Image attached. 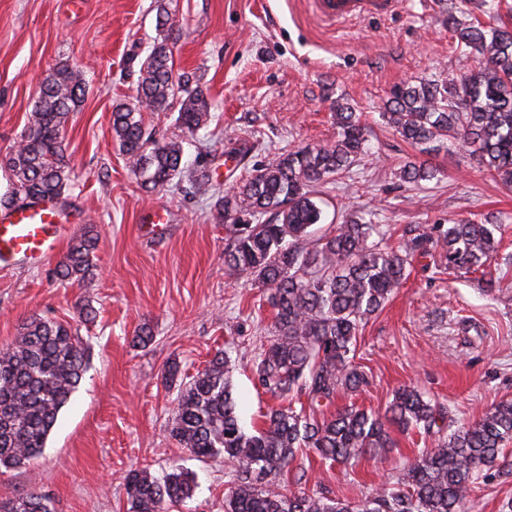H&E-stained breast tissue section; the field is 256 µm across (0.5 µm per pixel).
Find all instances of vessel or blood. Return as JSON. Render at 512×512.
<instances>
[{"instance_id":"1","label":"vessel or blood","mask_w":512,"mask_h":512,"mask_svg":"<svg viewBox=\"0 0 512 512\" xmlns=\"http://www.w3.org/2000/svg\"><path fill=\"white\" fill-rule=\"evenodd\" d=\"M315 13L337 24L353 18L393 15L401 0H312ZM67 207L56 200H35L0 210V266L41 264L53 257L65 238Z\"/></svg>"}]
</instances>
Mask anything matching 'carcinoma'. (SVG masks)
Instances as JSON below:
<instances>
[{
  "mask_svg": "<svg viewBox=\"0 0 512 512\" xmlns=\"http://www.w3.org/2000/svg\"><path fill=\"white\" fill-rule=\"evenodd\" d=\"M457 39L475 56L469 73L407 79L390 90L388 111L381 116L419 149L400 167L399 179L416 187L439 180L440 168L426 156L451 138L512 186V28L467 26L457 30ZM168 40L166 35L155 42L140 63L138 105L114 107L113 138L142 188L178 186L186 178L196 192L216 198L214 208L231 239L225 269L263 289L273 309L269 339L253 364L255 385L282 400L261 415L259 427L247 431L233 397L231 360L219 351L181 381L171 438L197 458L232 465L224 512H466L476 480L512 477V460L504 453L512 440L511 401L458 427L446 407L414 386L398 389L382 413L351 404L326 417L324 408L339 394L367 385L354 363L359 329L400 288L414 261L429 254L425 245L432 244L441 268L475 273L491 264L500 225L487 217L424 229L410 225L398 247L384 248L378 241L382 226L365 210L313 236L311 227L322 219L316 188L346 177L369 155L366 127L349 103L336 104L335 141L284 150L219 194L209 174L182 166L183 141L158 139L145 128L143 113L173 105L179 126L189 132L210 119L202 89L191 87L189 76L174 75ZM87 89L85 71L67 64L43 80L16 145L0 161L12 177L0 206L58 199L72 186L63 130ZM97 243L90 224L58 262L57 275L87 282ZM86 369L83 339L38 314L0 350V467H20L41 452ZM392 427L434 436L395 482L358 501L289 494L282 486L298 450L351 465L392 447ZM125 490L129 512H169L193 497L195 483L174 464L161 478L146 468L129 471ZM0 512L55 510L48 495L32 491L0 495Z\"/></svg>",
  "mask_w": 512,
  "mask_h": 512,
  "instance_id": "1",
  "label": "carcinoma"
}]
</instances>
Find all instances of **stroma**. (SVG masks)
<instances>
[{
    "instance_id": "stroma-1",
    "label": "stroma",
    "mask_w": 512,
    "mask_h": 512,
    "mask_svg": "<svg viewBox=\"0 0 512 512\" xmlns=\"http://www.w3.org/2000/svg\"><path fill=\"white\" fill-rule=\"evenodd\" d=\"M493 4L488 15L477 0H405L391 17L336 27L316 16L310 0H0V157L17 142L50 68L61 61L86 71L85 99L66 125L75 172L64 197L74 212L67 237L90 222L99 233L90 284L60 279L51 264L0 268V349L38 313L70 325L89 355L45 448L28 466L1 468L0 492L46 493L57 512H128L126 473L145 467L159 477L176 461L198 487L171 512H224L232 469L197 460L170 437L178 385L165 380V368L174 361L191 376L222 349L246 426L276 404L252 378L273 311L260 288L226 273L229 235L213 198L187 184L142 188L113 138L112 109L135 105L139 62L162 36L161 6L174 22V71L202 88L211 119L193 135L176 125L173 110L146 113L145 126L182 139L185 165H206L220 190L284 149L334 141L333 112L347 101L362 112L374 153L323 187L317 233L359 206L376 212L389 247L409 224L493 215L502 226L489 268L495 291L484 292L481 273H451L421 257L360 328L354 361L369 384L356 404L385 410L395 389L414 384L461 424L512 401V186L451 145L432 157L440 181L401 182L398 169L416 150L380 117L395 83L470 71L475 61L458 47L453 25L512 26V0ZM157 206L171 213L160 236L139 224L140 213ZM82 304L95 308L94 321L79 317ZM142 326L153 340L133 346ZM392 437L385 454L350 468L299 454L295 466L312 471L306 492L360 499L394 482L432 441L415 430Z\"/></svg>"
}]
</instances>
